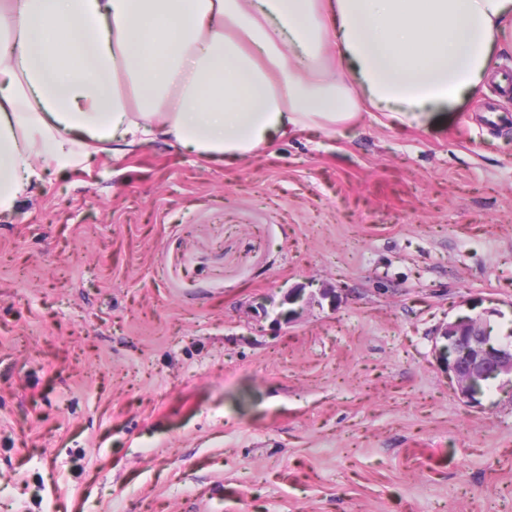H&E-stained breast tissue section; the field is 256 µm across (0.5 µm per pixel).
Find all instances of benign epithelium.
<instances>
[{"label": "benign epithelium", "mask_w": 512, "mask_h": 512, "mask_svg": "<svg viewBox=\"0 0 512 512\" xmlns=\"http://www.w3.org/2000/svg\"><path fill=\"white\" fill-rule=\"evenodd\" d=\"M442 338L446 344L440 349L441 357L463 398L472 399L480 381L512 373V347L491 342L479 320L460 317L450 321Z\"/></svg>", "instance_id": "7a95c632"}]
</instances>
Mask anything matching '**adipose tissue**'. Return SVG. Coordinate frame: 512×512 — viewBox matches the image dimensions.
Returning <instances> with one entry per match:
<instances>
[{
	"mask_svg": "<svg viewBox=\"0 0 512 512\" xmlns=\"http://www.w3.org/2000/svg\"><path fill=\"white\" fill-rule=\"evenodd\" d=\"M511 18L512 0H0V215L117 137L237 161L366 103L421 123L479 87Z\"/></svg>",
	"mask_w": 512,
	"mask_h": 512,
	"instance_id": "ef3b65f1",
	"label": "adipose tissue"
}]
</instances>
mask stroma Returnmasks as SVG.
<instances>
[{
    "instance_id": "stroma-1",
    "label": "stroma",
    "mask_w": 512,
    "mask_h": 512,
    "mask_svg": "<svg viewBox=\"0 0 512 512\" xmlns=\"http://www.w3.org/2000/svg\"><path fill=\"white\" fill-rule=\"evenodd\" d=\"M512 45L424 126L211 162L163 136L0 217V512H512ZM447 343L440 349L451 381L458 394L468 401L482 380L512 373V347L491 342L488 329L480 321L460 317L448 322L442 331Z\"/></svg>"
}]
</instances>
